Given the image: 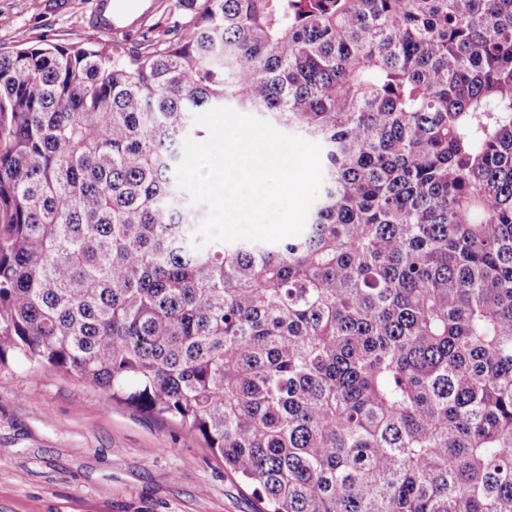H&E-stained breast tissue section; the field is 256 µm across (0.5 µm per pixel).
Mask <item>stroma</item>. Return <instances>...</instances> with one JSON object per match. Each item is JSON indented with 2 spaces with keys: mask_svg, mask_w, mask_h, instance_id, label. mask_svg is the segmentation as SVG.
I'll list each match as a JSON object with an SVG mask.
<instances>
[{
  "mask_svg": "<svg viewBox=\"0 0 512 512\" xmlns=\"http://www.w3.org/2000/svg\"><path fill=\"white\" fill-rule=\"evenodd\" d=\"M94 0H0V49L18 35L105 41ZM250 486L177 423L76 377L0 368V512H258Z\"/></svg>",
  "mask_w": 512,
  "mask_h": 512,
  "instance_id": "35a3bbf8",
  "label": "stroma"
}]
</instances>
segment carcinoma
I'll use <instances>...</instances> for the list:
<instances>
[{
  "instance_id": "obj_1",
  "label": "carcinoma",
  "mask_w": 512,
  "mask_h": 512,
  "mask_svg": "<svg viewBox=\"0 0 512 512\" xmlns=\"http://www.w3.org/2000/svg\"><path fill=\"white\" fill-rule=\"evenodd\" d=\"M0 52V367L203 438L265 512H512V0H171ZM234 104L321 147L301 234L197 249Z\"/></svg>"
}]
</instances>
